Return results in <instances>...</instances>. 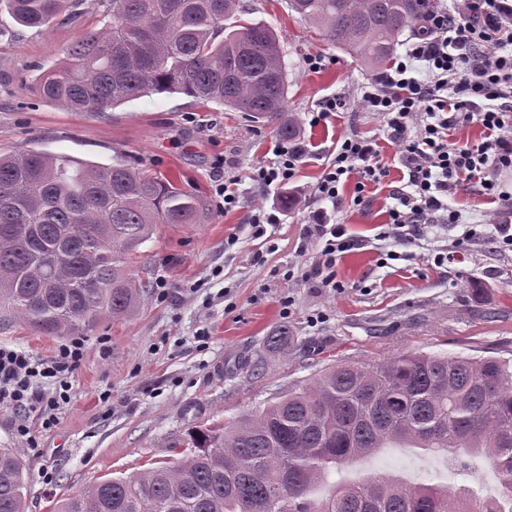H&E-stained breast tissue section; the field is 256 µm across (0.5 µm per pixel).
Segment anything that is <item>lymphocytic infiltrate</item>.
Listing matches in <instances>:
<instances>
[{
    "label": "lymphocytic infiltrate",
    "mask_w": 512,
    "mask_h": 512,
    "mask_svg": "<svg viewBox=\"0 0 512 512\" xmlns=\"http://www.w3.org/2000/svg\"><path fill=\"white\" fill-rule=\"evenodd\" d=\"M360 91L359 106L379 116L383 137H339L312 190L318 205L305 219L304 239L317 249L307 276L335 291L342 287L338 259L366 245L349 237L336 215L346 203L361 205L367 186L389 177L383 146L391 147L408 179L392 194L380 239L404 241L423 224L459 223L447 200L471 188L512 212V191L504 182L512 176V0H462L458 9L429 0L423 34ZM472 124L483 128L482 139L454 140L457 129ZM275 152V161L259 167L254 181L293 184L305 145L283 143ZM348 183L354 186L350 200L342 194ZM83 356L77 338L62 343L47 361L0 345V406L53 419ZM42 378L56 380L54 395L39 390Z\"/></svg>",
    "instance_id": "1"
}]
</instances>
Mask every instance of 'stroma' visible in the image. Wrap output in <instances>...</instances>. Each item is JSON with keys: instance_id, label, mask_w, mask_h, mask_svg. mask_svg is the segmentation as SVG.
Masks as SVG:
<instances>
[{"instance_id": "stroma-1", "label": "stroma", "mask_w": 512, "mask_h": 512, "mask_svg": "<svg viewBox=\"0 0 512 512\" xmlns=\"http://www.w3.org/2000/svg\"><path fill=\"white\" fill-rule=\"evenodd\" d=\"M242 5L246 19L264 21L280 36L286 110L308 147L295 183L310 190L339 136L379 135L377 116L355 106L373 72L324 40L288 0ZM111 12V0H71L68 16L41 31L17 24L0 7V153L35 149L98 163L123 157L195 194L202 220L158 225L141 246L131 273L150 280L147 294L126 317L101 320L84 333V358L68 379V401L55 424L46 429L37 416L28 419L37 447L16 438L17 412L0 408V448L29 466L26 512H53L63 496L96 480L171 462L172 445L192 427L235 421L335 360L373 365L422 351L512 361V250L484 236L460 239L464 223L497 212L479 192L452 200L463 224L421 227L410 243L384 241L382 250L398 254L388 264L370 246L346 252L336 264L343 287L334 292L305 277L316 255L301 246L306 200L294 202L283 223L267 225L265 238L250 236L248 212L279 203L283 194L253 179L274 159L277 139L269 128L185 95L152 94L102 115L39 98L36 77L85 31L107 24ZM311 55L324 59L319 72L305 68ZM334 94L346 97L345 110L327 125L309 126L310 111ZM221 171L237 178L241 192L239 207L228 212L214 191ZM400 185L399 169L391 168L364 204L344 208L339 218L349 233L375 237ZM443 247L453 257L435 265L434 251ZM280 328L287 340L268 346V335ZM61 342L0 317V343L36 358L50 359ZM46 472L52 482L43 480ZM391 474L451 488L465 483L483 497L498 489L487 463L463 472L417 448L382 449L335 478Z\"/></svg>"}]
</instances>
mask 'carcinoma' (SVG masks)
<instances>
[{"instance_id":"obj_1","label":"carcinoma","mask_w":512,"mask_h":512,"mask_svg":"<svg viewBox=\"0 0 512 512\" xmlns=\"http://www.w3.org/2000/svg\"><path fill=\"white\" fill-rule=\"evenodd\" d=\"M14 20L49 29L68 0H4ZM427 0H289L327 41L372 69ZM239 0H112V20L70 44L42 73L40 97L105 113L152 93L245 112L280 139L288 73L276 31L227 30ZM199 199L123 160L99 164L24 149L0 154V310L43 336H75L120 319L149 287L130 260L158 224H199ZM168 466L93 482L57 512H512V364L494 356L400 352L371 366L337 362L239 420L197 427ZM381 448L486 459L496 496L392 477L338 482L329 472ZM26 464L0 448V512H24Z\"/></svg>"}]
</instances>
